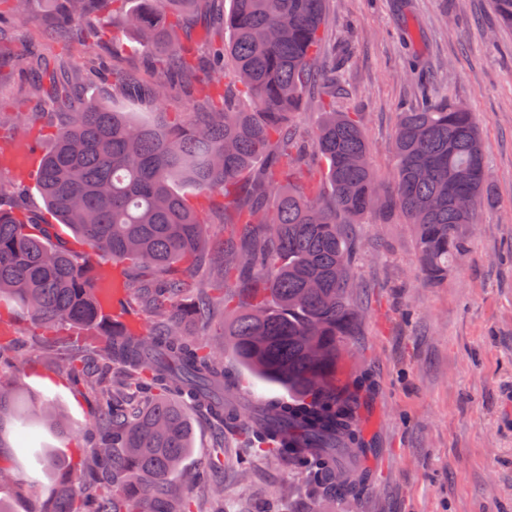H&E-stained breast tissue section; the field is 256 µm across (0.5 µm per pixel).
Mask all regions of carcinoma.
Listing matches in <instances>:
<instances>
[{
  "label": "carcinoma",
  "mask_w": 512,
  "mask_h": 512,
  "mask_svg": "<svg viewBox=\"0 0 512 512\" xmlns=\"http://www.w3.org/2000/svg\"><path fill=\"white\" fill-rule=\"evenodd\" d=\"M53 34L83 21V43L134 37L152 79L112 70L127 101L192 99L196 112L149 123L88 98L71 107L72 76L31 87L35 112H1L10 141L27 140L48 111L62 108L53 146L36 178L55 223L0 206V295L24 306L36 342L77 391L92 395L95 444L79 466L52 449L39 460L51 490L38 512H192L182 464L192 448L189 412L236 430L244 409L256 451L285 461L297 483L325 496L358 499L354 464L366 453L359 379L337 371L360 325L351 301L355 247L344 216L393 206L412 224L421 275L448 277L466 251L465 228L488 204L486 144L472 113L426 101L400 113L394 190L383 193L367 162L358 120L327 101L313 129L295 117L317 75L326 0H44ZM228 34L215 62L212 42L193 35L198 19ZM180 184L195 189L190 197ZM220 195L224 250L207 257L201 200ZM77 239H60L58 225ZM121 264L123 311L152 319L146 336L102 320L90 272ZM213 325L198 339L192 326ZM86 331L47 341L55 328ZM16 333L0 332V370L15 367ZM283 397L252 406L239 394L224 350ZM145 392L140 407L126 397ZM35 414L62 426L51 400L30 394L23 374L0 385V447L15 422ZM210 512H224V482L208 486Z\"/></svg>",
  "instance_id": "obj_1"
}]
</instances>
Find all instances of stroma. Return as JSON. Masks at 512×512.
Returning a JSON list of instances; mask_svg holds the SVG:
<instances>
[{
  "label": "stroma",
  "instance_id": "stroma-1",
  "mask_svg": "<svg viewBox=\"0 0 512 512\" xmlns=\"http://www.w3.org/2000/svg\"><path fill=\"white\" fill-rule=\"evenodd\" d=\"M17 47L68 70L82 71L78 95L133 113L190 112L193 102L142 104L112 98V46L89 50L78 39H50L43 13L11 17L4 26ZM417 58L423 71L407 69ZM319 67L336 77L335 108L357 114L382 190L395 168L400 113L423 97L450 99L472 113L487 145L491 206L466 231L467 251L447 278L419 273L408 219L400 210L372 213L349 225L360 257L353 302L361 325L348 343L340 375L367 376L363 426L373 464L357 512H512V29L499 26L493 0H327ZM25 384L49 396L67 416L56 432L31 424L0 448L13 469L0 497L13 512H31L48 480L35 451L55 448L70 461L88 451L83 432L91 403L34 351ZM191 474L224 461V512H350L292 483L286 464L253 454L248 477L237 472L241 436L217 440L195 414Z\"/></svg>",
  "mask_w": 512,
  "mask_h": 512
}]
</instances>
